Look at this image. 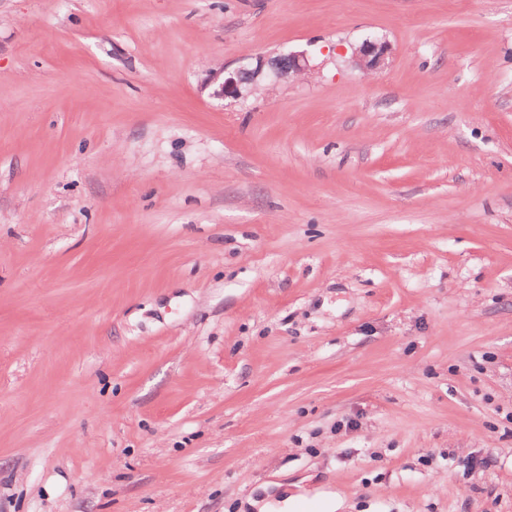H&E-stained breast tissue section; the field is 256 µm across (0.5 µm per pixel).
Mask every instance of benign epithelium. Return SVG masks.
<instances>
[{
  "mask_svg": "<svg viewBox=\"0 0 512 512\" xmlns=\"http://www.w3.org/2000/svg\"><path fill=\"white\" fill-rule=\"evenodd\" d=\"M389 51L387 41L368 38L351 48V62L363 74L368 75L381 69ZM310 70L311 65L304 51L290 50L271 58L260 56L254 68L245 72L239 70L223 79L214 90L213 96L244 98L253 92L258 79L263 75L270 77L271 84L275 85L282 79L302 77Z\"/></svg>",
  "mask_w": 512,
  "mask_h": 512,
  "instance_id": "obj_1",
  "label": "benign epithelium"
}]
</instances>
